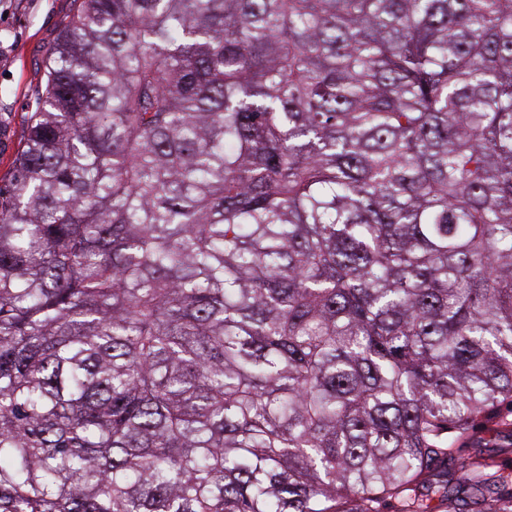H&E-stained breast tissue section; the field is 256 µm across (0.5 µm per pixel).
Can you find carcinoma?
Returning <instances> with one entry per match:
<instances>
[{"mask_svg":"<svg viewBox=\"0 0 512 512\" xmlns=\"http://www.w3.org/2000/svg\"><path fill=\"white\" fill-rule=\"evenodd\" d=\"M76 2L0 180V512H512L448 480L512 408V0Z\"/></svg>","mask_w":512,"mask_h":512,"instance_id":"obj_1","label":"carcinoma"}]
</instances>
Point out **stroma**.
Segmentation results:
<instances>
[{"mask_svg": "<svg viewBox=\"0 0 512 512\" xmlns=\"http://www.w3.org/2000/svg\"><path fill=\"white\" fill-rule=\"evenodd\" d=\"M74 0H0V178H8L43 86L42 58Z\"/></svg>", "mask_w": 512, "mask_h": 512, "instance_id": "1", "label": "stroma"}]
</instances>
